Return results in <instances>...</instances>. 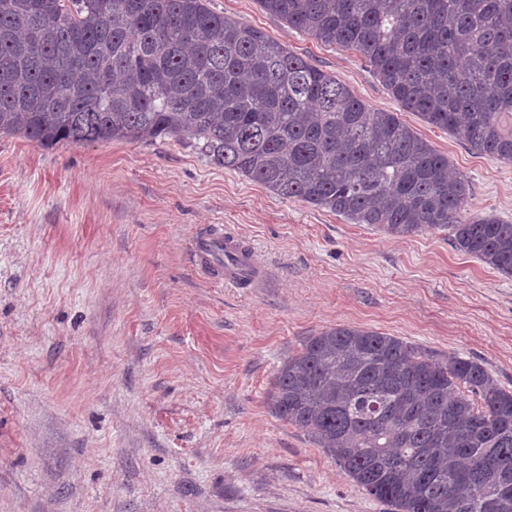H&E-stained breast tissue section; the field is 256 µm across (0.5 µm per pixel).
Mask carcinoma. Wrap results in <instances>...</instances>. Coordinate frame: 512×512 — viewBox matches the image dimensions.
Returning <instances> with one entry per match:
<instances>
[{"mask_svg": "<svg viewBox=\"0 0 512 512\" xmlns=\"http://www.w3.org/2000/svg\"><path fill=\"white\" fill-rule=\"evenodd\" d=\"M358 53L402 110L512 164V0H257ZM0 133L192 143L285 199L397 237L451 230L512 276V223L396 112L206 0H0ZM270 411L391 512H512V390L478 362L339 325L277 371Z\"/></svg>", "mask_w": 512, "mask_h": 512, "instance_id": "obj_1", "label": "carcinoma"}]
</instances>
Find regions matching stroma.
<instances>
[{"instance_id":"1","label":"stroma","mask_w":512,"mask_h":512,"mask_svg":"<svg viewBox=\"0 0 512 512\" xmlns=\"http://www.w3.org/2000/svg\"><path fill=\"white\" fill-rule=\"evenodd\" d=\"M400 112L360 55L257 0H207ZM402 120L512 223V164ZM217 227L260 288L191 258ZM337 325L477 361L512 390V277L447 232L392 237L215 166L172 138L43 149L0 134V512H387L267 403L276 370Z\"/></svg>"}]
</instances>
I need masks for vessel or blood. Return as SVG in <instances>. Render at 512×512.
<instances>
[{
    "mask_svg": "<svg viewBox=\"0 0 512 512\" xmlns=\"http://www.w3.org/2000/svg\"><path fill=\"white\" fill-rule=\"evenodd\" d=\"M245 244L230 234L206 231L194 243V258L197 265L208 274L239 285L254 283L259 268L253 257L244 255Z\"/></svg>",
    "mask_w": 512,
    "mask_h": 512,
    "instance_id": "1",
    "label": "vessel or blood"
}]
</instances>
